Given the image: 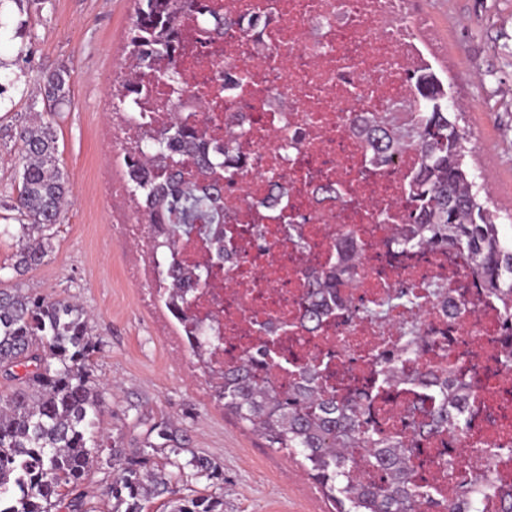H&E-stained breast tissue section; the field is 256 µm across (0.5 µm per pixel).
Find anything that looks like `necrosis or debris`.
<instances>
[{"mask_svg": "<svg viewBox=\"0 0 512 512\" xmlns=\"http://www.w3.org/2000/svg\"><path fill=\"white\" fill-rule=\"evenodd\" d=\"M238 27L212 41L192 18L181 21L188 43L178 58L186 96L142 80L135 128L155 127L197 113L210 117L207 140L234 148L243 173L226 189L234 198L228 222L236 232L220 262L205 235L182 237L187 265L216 261L208 286L196 291L192 318L216 322L224 338L216 361L264 350L263 372L287 386L297 365L328 359L333 383L352 388L373 380L384 354L405 348L417 331L416 365L395 381L389 401H375L367 417L382 430H405L419 371L475 374L472 407L478 426L466 435L442 433L427 441L430 466L420 475L441 499L457 483L441 463L459 458V471L488 475L512 486V457L484 459L486 445L512 447V372L488 368L490 354L512 348L502 308L467 277L466 252H389L408 222L406 200L420 162L402 152L385 167L374 164L351 124L362 112L392 127L413 123L417 92L411 76L428 62L409 17V0H206ZM300 222L301 233L286 226ZM353 230L358 277L345 281L316 330L304 327L299 300L308 276L339 264L336 246ZM126 237L143 247L131 276L156 295L162 259L148 252L151 227L133 219ZM454 285L455 309L438 290ZM406 297H397L398 288Z\"/></svg>", "mask_w": 512, "mask_h": 512, "instance_id": "obj_1", "label": "necrosis or debris"}]
</instances>
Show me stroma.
<instances>
[{
	"instance_id": "35a3bbf8",
	"label": "stroma",
	"mask_w": 512,
	"mask_h": 512,
	"mask_svg": "<svg viewBox=\"0 0 512 512\" xmlns=\"http://www.w3.org/2000/svg\"><path fill=\"white\" fill-rule=\"evenodd\" d=\"M411 2L414 17L438 35L435 73L467 106L461 126L483 135L469 143V172L489 178L496 191L512 186V0ZM134 8V0H0V127L23 120L42 98L44 74L66 67L71 107L55 129L72 189L39 267L16 274L18 241L0 236V288L30 289L89 313L97 342L90 366L102 399L97 429L121 457L157 446L153 461L172 465L179 495L223 499L224 512H332L299 460L268 448L212 401L204 378L191 377V356L174 357L158 312L127 276L134 247L119 224L134 211L124 192H108L100 169L110 164L113 183L123 185V156L105 123L116 106L109 81L126 59ZM18 151L14 140L0 138L2 216L17 195ZM194 454L215 463L217 477L199 476L188 464ZM116 476V465L103 462L86 473L88 512H112L108 489Z\"/></svg>"
}]
</instances>
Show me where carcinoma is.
I'll use <instances>...</instances> for the list:
<instances>
[{
	"instance_id": "1",
	"label": "carcinoma",
	"mask_w": 512,
	"mask_h": 512,
	"mask_svg": "<svg viewBox=\"0 0 512 512\" xmlns=\"http://www.w3.org/2000/svg\"><path fill=\"white\" fill-rule=\"evenodd\" d=\"M197 17L201 30L219 37L232 20L209 13L204 0H136L127 35L129 60L143 76L181 91L177 54L178 19ZM418 91L417 120L402 129L379 123L352 122L365 132L371 159L389 165L396 154L414 149L421 164L413 177L407 207L412 229L392 240L409 252L463 250L472 259L470 276L497 298L512 325V240L501 235L488 208L479 202L484 187L464 169L468 135L459 127L460 113L452 111L448 93L434 73L413 77ZM139 88L123 81L115 94L119 109L134 110ZM70 103L69 72L58 68L45 76L44 107L48 119L22 121L14 138L21 143V188L10 210L18 213L19 228L0 226V235L15 234L22 242L14 270L37 267L47 257V231L59 223L63 204L71 196L65 172L58 166L54 121L51 117ZM201 116L189 123L175 120L140 131L143 148L125 152L128 192L138 211L161 229L152 248L167 254L162 282L173 293L167 308L187 316L188 296L206 284L211 268H191L180 259L177 243L195 224L209 225L208 238L224 253V181L232 182L239 168L230 163L228 146L207 148ZM355 274L343 262L307 282L300 302L301 320L318 326L336 288ZM190 351L208 373L213 397L243 426L259 433L267 447L304 459L310 479L333 502L334 512H484L482 480H457V497L441 504L412 478L420 459L419 444L444 430L464 434L471 424V380L439 378L434 371L421 376L428 401L410 411L406 436H387L370 427L366 418L369 396L341 391L327 379L320 364H302L287 389L260 378L258 356L251 355L215 367L209 355L218 350L213 325L195 323ZM96 342L89 316L77 303L49 300L20 288L0 289V372L28 368L18 387L0 396V512H84L78 491L94 458L95 420L101 410L98 387L90 369ZM415 342L399 358L381 366L377 388L404 373L416 362ZM364 450L360 458L352 449ZM370 469L380 478L364 474ZM116 500L112 512H147V503L163 494L174 495L172 476L153 465L143 450L121 463L110 487ZM170 512H223L217 498L183 497L168 501Z\"/></svg>"
}]
</instances>
